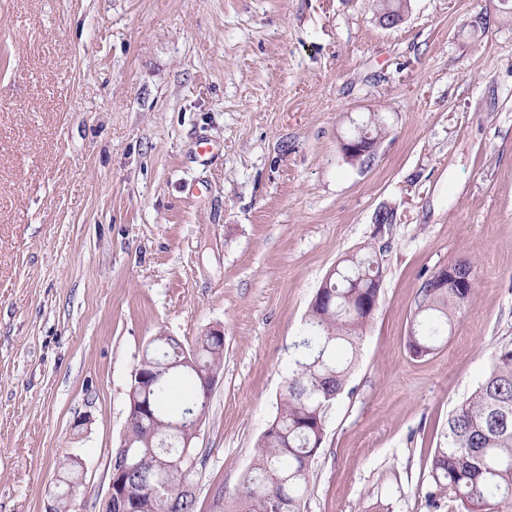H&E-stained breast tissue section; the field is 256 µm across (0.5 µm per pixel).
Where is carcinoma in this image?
Returning a JSON list of instances; mask_svg holds the SVG:
<instances>
[{
    "label": "carcinoma",
    "instance_id": "obj_1",
    "mask_svg": "<svg viewBox=\"0 0 512 512\" xmlns=\"http://www.w3.org/2000/svg\"><path fill=\"white\" fill-rule=\"evenodd\" d=\"M362 130L380 140L385 120L370 114L347 139ZM384 251L369 244L345 256L318 289L294 344L276 415L235 491L241 512H304L309 467L324 441L327 412L347 384L372 319L370 307L380 301ZM476 288L474 264L466 259L448 264V287H435L430 277L423 282L408 334L414 357L441 347ZM187 351L193 352L192 366L181 364ZM144 362L158 378L133 398L149 414L128 409V447L112 453L121 512H197L199 457L187 443L193 417L208 408L207 383L223 369L224 342L200 336L190 348L159 334L147 345ZM445 439L429 465L431 506L451 494L465 512H495L501 500L512 498V345L492 354L486 377L449 415Z\"/></svg>",
    "mask_w": 512,
    "mask_h": 512
}]
</instances>
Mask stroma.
Here are the masks:
<instances>
[{
    "label": "stroma",
    "mask_w": 512,
    "mask_h": 512,
    "mask_svg": "<svg viewBox=\"0 0 512 512\" xmlns=\"http://www.w3.org/2000/svg\"><path fill=\"white\" fill-rule=\"evenodd\" d=\"M373 112L387 133L349 163ZM378 233L304 512H459L425 493L512 343V0H409L392 28L376 0H0V512H45L73 453L79 512H105L145 347L212 328L197 512H236L318 288ZM460 256L474 298L413 357L417 291ZM360 130H364L366 133H369L371 140L380 141L386 133L385 120L378 113L369 114L361 123L354 124L352 132L345 140L358 137ZM371 140H367L366 138H356L354 140L343 142L342 150L344 155L351 161H358L364 155L372 157L375 153L376 147L370 143Z\"/></svg>",
    "instance_id": "obj_1"
}]
</instances>
